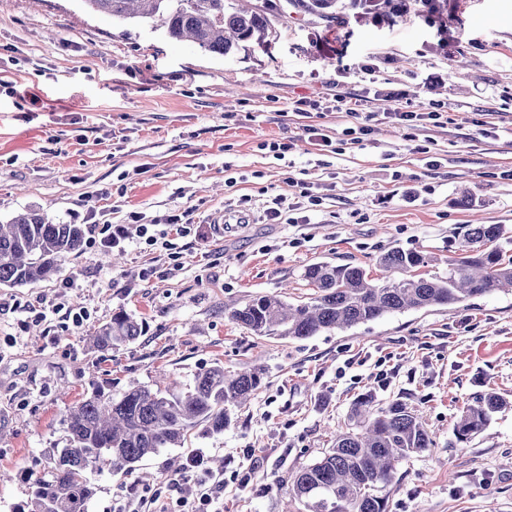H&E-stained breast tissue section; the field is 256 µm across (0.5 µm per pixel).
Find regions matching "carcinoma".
I'll list each match as a JSON object with an SVG mask.
<instances>
[{"mask_svg": "<svg viewBox=\"0 0 512 512\" xmlns=\"http://www.w3.org/2000/svg\"><path fill=\"white\" fill-rule=\"evenodd\" d=\"M87 10L119 21L157 20L169 39L190 41L203 51L226 56L240 44L267 43L275 16L249 9L242 0H82ZM339 0H289L296 10L338 20ZM349 7L372 16L404 19L414 6L403 0H348ZM80 224H61L35 209L0 224V286L19 288L51 279L59 262L81 250ZM500 224H467L458 256L448 270L414 274L431 262L419 250L394 247L381 253L379 267L390 274L375 282L361 266L315 263L304 278L315 288L313 300L290 305L278 295H260L229 311L230 318L256 336L307 339L324 331L348 329L387 314L462 303L494 290L512 288V255ZM143 325L124 311L112 314L92 336L100 353L127 345ZM266 372L249 367L236 372L216 364L198 372L184 390L141 386L114 399L97 387L71 407L67 444L39 475H27L29 496L16 512H89L99 476L135 469L161 448H179L186 431L206 423L214 433L230 423L228 407L240 406L264 386ZM503 406L494 392L483 393L453 424L458 442L481 432ZM354 426L336 433L323 456L302 467L288 486L307 512H386L379 488L391 482L397 465L433 444L422 418L401 400L385 405L373 393L361 395L352 412Z\"/></svg>", "mask_w": 512, "mask_h": 512, "instance_id": "carcinoma-1", "label": "carcinoma"}]
</instances>
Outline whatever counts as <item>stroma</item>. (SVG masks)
I'll return each instance as SVG.
<instances>
[{
  "instance_id": "obj_1",
  "label": "stroma",
  "mask_w": 512,
  "mask_h": 512,
  "mask_svg": "<svg viewBox=\"0 0 512 512\" xmlns=\"http://www.w3.org/2000/svg\"><path fill=\"white\" fill-rule=\"evenodd\" d=\"M439 4L444 35L421 17L379 25L351 13L336 25L293 13L266 46L219 56L82 0H0V222L41 208L85 232L52 280L0 287V512L27 500L21 474L65 446L67 411L93 387L117 397L165 377L186 385L217 362L264 367L266 385L223 433L193 427L133 474L101 476L90 512H129L132 484L154 512H191L195 480L171 463L200 448L224 512H305L288 500L291 478L331 448L369 390L406 402L433 437L382 489L387 512H512L511 292L304 340L252 335L224 309L266 294L309 302L303 274L320 262L380 278L391 247L423 251L442 273L461 225L512 232V0ZM341 96L375 114L360 143ZM301 101L312 110L298 112ZM432 103L444 127L390 119ZM484 116L493 133L479 132ZM309 125L331 132L333 151L317 150ZM276 140L289 145L284 159L263 148ZM292 176L320 205L301 224L265 223L270 199L295 203ZM227 209L254 221L219 234L212 219ZM173 216L186 227L169 247L100 244L107 225ZM79 307L88 318L77 326L68 311ZM119 310L145 331L102 355L90 337ZM485 391L504 407L457 442L454 422Z\"/></svg>"
}]
</instances>
